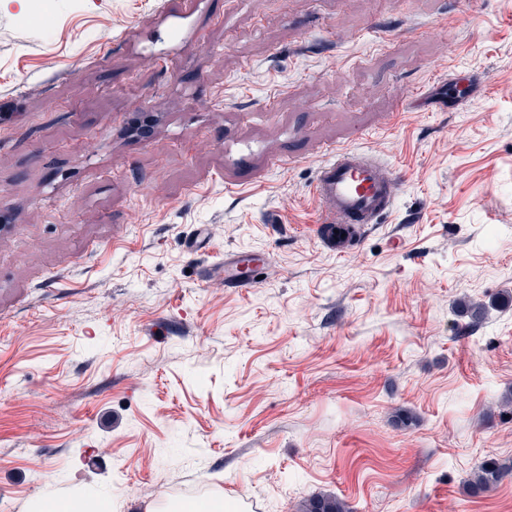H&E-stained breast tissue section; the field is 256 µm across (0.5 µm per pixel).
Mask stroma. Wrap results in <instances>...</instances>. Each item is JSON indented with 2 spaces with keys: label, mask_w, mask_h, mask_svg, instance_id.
Segmentation results:
<instances>
[{
  "label": "stroma",
  "mask_w": 512,
  "mask_h": 512,
  "mask_svg": "<svg viewBox=\"0 0 512 512\" xmlns=\"http://www.w3.org/2000/svg\"><path fill=\"white\" fill-rule=\"evenodd\" d=\"M339 147L397 178L342 255L311 192ZM227 251L260 280L208 276ZM489 457L512 0H0V512H512L511 478L465 487ZM301 512H353V509L337 495L320 494L305 500Z\"/></svg>",
  "instance_id": "35a3bbf8"
}]
</instances>
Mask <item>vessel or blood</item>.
<instances>
[{
  "label": "vessel or blood",
  "mask_w": 512,
  "mask_h": 512,
  "mask_svg": "<svg viewBox=\"0 0 512 512\" xmlns=\"http://www.w3.org/2000/svg\"><path fill=\"white\" fill-rule=\"evenodd\" d=\"M395 174L363 153L337 149L320 170L314 194L324 208L325 230L337 250H344L361 225L374 224L390 209L395 197ZM252 255L228 252L218 275L230 286H242L255 264Z\"/></svg>",
  "instance_id": "1"
}]
</instances>
